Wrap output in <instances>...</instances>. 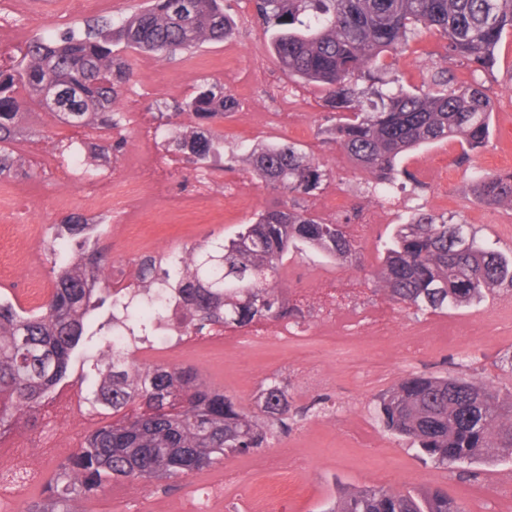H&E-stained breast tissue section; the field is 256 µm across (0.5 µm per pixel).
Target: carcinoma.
<instances>
[{
	"label": "carcinoma",
	"mask_w": 512,
	"mask_h": 512,
	"mask_svg": "<svg viewBox=\"0 0 512 512\" xmlns=\"http://www.w3.org/2000/svg\"><path fill=\"white\" fill-rule=\"evenodd\" d=\"M149 0L118 26L101 20L83 31L27 46L18 67L0 63V177L20 167L8 148L26 105L22 93L43 94L52 83L70 86L74 126L120 130L115 106L120 85L133 75L112 47L165 57L226 40L234 23L224 0ZM270 48L291 75L325 87L331 106L350 110L330 140L377 180L392 181L396 158L419 145L460 138L481 144L489 133L492 101L480 84L453 89L447 68L433 76L434 92L386 90L380 55H399L423 30L446 39V53L488 69L494 49L512 31V0H254ZM235 98L218 82H204L177 105L198 128L172 136L167 150L193 169L217 168L222 143L213 125L233 114ZM125 143L87 144L88 158L106 160ZM259 182L293 196L260 211L227 243L191 248L177 262L143 255L134 262L132 296L162 287L175 301V324L205 335L228 325L300 314L278 283L288 253L316 249L334 261L356 253L344 225L327 223L294 199L320 188L328 173L294 143L261 144L250 155ZM472 194L487 207L512 209V173L480 174ZM102 225L72 215L56 225L53 286L40 305L26 309L0 295V433L16 421L36 422L55 388L73 377L88 387V403L116 414L130 405L141 412L90 433L57 466L43 497L25 512H85L83 501L105 484L180 480L230 454L264 448L288 428V389L268 379L259 395L261 416L209 387L185 366H146L122 356L110 342L118 311L128 310L112 288L111 265L101 246ZM376 290L404 308L443 310L512 286V255L490 249L466 225L440 214L419 213L401 225L380 268ZM112 305L111 318L96 311ZM163 316L148 308L132 315L131 331L147 334ZM384 428L436 464L512 459V395L502 397L465 377L410 375L379 400ZM324 512H466L441 489L420 493L383 487L344 494Z\"/></svg>",
	"instance_id": "obj_1"
}]
</instances>
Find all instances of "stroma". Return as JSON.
I'll return each mask as SVG.
<instances>
[{
	"mask_svg": "<svg viewBox=\"0 0 512 512\" xmlns=\"http://www.w3.org/2000/svg\"><path fill=\"white\" fill-rule=\"evenodd\" d=\"M145 5L146 0H56L50 13L38 16L28 0H0V32L19 35V45L10 51L18 62L27 43L41 34L81 31L97 19L117 25ZM224 9L235 21V34L228 40L172 58L124 53L134 70L118 101L127 143L108 164L87 169L92 181L126 184L118 197L120 210L142 215L138 224L119 223L110 212L93 217L104 227L114 278L128 279L130 263L138 256L177 254L196 244L228 240L257 212L283 203V194L257 182L248 157L258 144L284 140L296 143L329 175L321 190L301 197V204L322 220L345 224L357 253L344 262L313 250L289 253L284 266L287 297L301 308L309 335L283 339L275 336L274 324L264 322L234 329L238 341L231 346L214 334L192 335L184 337L177 352L141 356L150 364L192 366L209 385L251 410L264 380L278 377L288 388L292 409L308 408L305 420L268 447L228 456L168 491L158 483L144 490L127 484L118 496L113 486H106L87 497L86 512H196L205 492L213 496L212 512H248L253 490L267 479L264 463L281 457L296 460L298 489L292 498L270 502L269 512H323L342 493L367 486L439 488L467 512H512V461L437 467L386 431L375 413L378 397L412 373L465 374L498 394L512 392V370L500 364L512 356V316L503 313L512 305V288L447 312L416 313L374 292L371 278L397 226L426 211L469 225L478 240L512 255V210L482 206L470 191L475 171L484 168L487 158L512 153V34L498 43L492 69L464 62L449 66L456 84L481 82L494 103L483 146L471 150L448 139L407 154L398 163L402 202L383 212L370 197V175L324 135L345 117V110L331 108L320 87L280 68L252 0H224ZM445 45L438 35L419 34L388 69V77L398 78L409 91L428 90ZM206 80L222 83L238 102L237 111L216 127L224 137L223 171L205 185L185 163L166 156L155 160L151 177L140 179L141 160L158 145L154 128L167 137L190 130L193 119L174 115L173 108ZM107 136L104 130L64 123L41 101L29 102L12 144L23 170L0 179V294L34 307L50 292L52 262L43 244L54 237L57 224L85 211L81 184L70 187L66 207L56 204L53 167L62 161L56 145L63 141L79 149ZM465 154L470 157L466 163L461 160ZM38 157L44 166H35ZM443 167L450 172L445 182L437 178ZM234 187L247 193L245 205H225L224 191ZM334 191L345 192L344 211L323 203V195ZM351 300L358 302L362 321L377 312L387 317L388 336L375 340L355 325L342 344L314 336V329ZM441 323L448 330L440 343L412 347L416 328ZM110 421L106 414L88 418L76 387L65 386L46 401L36 423L22 420L0 434V500L9 502L11 512H25L59 462Z\"/></svg>",
	"mask_w": 512,
	"mask_h": 512,
	"instance_id": "obj_1",
	"label": "stroma"
}]
</instances>
